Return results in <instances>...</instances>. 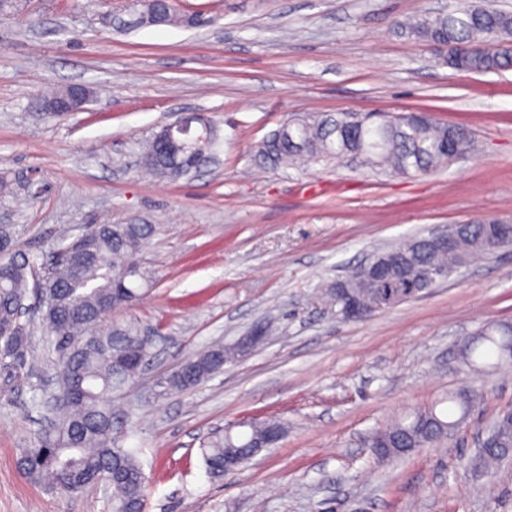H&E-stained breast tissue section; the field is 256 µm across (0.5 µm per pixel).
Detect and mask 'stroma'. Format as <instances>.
<instances>
[{"label":"stroma","instance_id":"1","mask_svg":"<svg viewBox=\"0 0 512 512\" xmlns=\"http://www.w3.org/2000/svg\"><path fill=\"white\" fill-rule=\"evenodd\" d=\"M461 0H177L204 28L107 22L123 0H28L0 20V171L34 176L30 204L0 200L19 250L46 266L90 224H152L139 321L155 344L124 445L147 477L145 512H512V460L496 473L478 443L512 408V365L472 369L464 339L512 323V246L426 294L345 321L321 290L376 250L485 218L512 221V69L458 73L395 19ZM83 84L84 111L44 120V86ZM427 112L471 134L467 153L413 176L359 161L259 169L258 146L297 114ZM186 113L219 129L217 160L177 180L146 175L138 144ZM275 331L189 392L160 394L188 356ZM54 371L0 366V512H111L103 487L63 494L17 467L44 424ZM451 392L476 401L443 447L377 461L374 434ZM288 432L237 473L205 469L203 436L244 419Z\"/></svg>","mask_w":512,"mask_h":512}]
</instances>
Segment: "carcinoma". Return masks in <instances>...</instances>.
Instances as JSON below:
<instances>
[{
	"instance_id": "obj_1",
	"label": "carcinoma",
	"mask_w": 512,
	"mask_h": 512,
	"mask_svg": "<svg viewBox=\"0 0 512 512\" xmlns=\"http://www.w3.org/2000/svg\"><path fill=\"white\" fill-rule=\"evenodd\" d=\"M156 14L138 24H128L117 14L113 24L120 30L138 26L182 25L201 28L214 24V17L180 11L174 0H159ZM401 35L446 50L443 63L465 73H488L512 67V12L496 7L495 0H482L448 13H427L395 22ZM213 145L198 153L199 144L174 140L170 151L158 156L157 137L145 141L140 158H155L146 171L165 179H178L193 172V159H213ZM470 146L466 129L444 124L424 112L380 115L361 122L349 112L315 116L299 114L263 141L256 157L263 165L290 166L302 159L342 162L353 154L363 165L394 175L430 172L447 163L449 153ZM30 195L28 178L0 173V198ZM489 222L452 227L455 246L437 248L433 239L414 236L384 251H375L366 262L324 288L334 306L336 293L347 288L360 295L371 294L369 268L394 253L398 262L386 283L411 288L401 297L406 302L448 279L460 265L512 244V238L490 240ZM155 232L153 224H93L86 252L72 258L73 243L61 246L51 270L40 276L28 260L16 258V242L9 226L0 227V360L23 359L33 352L30 329L21 322L27 311L29 287L39 289L40 321L46 334L45 354L55 353L59 404L48 411V423L34 444L23 449L19 469L27 477L44 482L63 493L76 494L105 476L110 481L112 512H144L146 478L136 454L123 446L124 427L115 421L116 400L137 380L149 354L148 337L138 321L107 320L111 310L130 308L143 295L149 273L137 262ZM252 347L220 343L185 359L186 371L174 370L161 379L163 391H190L224 369V363L246 356ZM512 357V325L487 326L469 340L464 358L472 366ZM275 425L254 423L247 432L208 434L201 442L209 474L222 477L224 455L245 457L255 436ZM428 407L392 421L376 433L377 456L390 459L391 448H438L455 429ZM512 456V420L502 412L494 422L491 442L479 453V462L493 468Z\"/></svg>"
}]
</instances>
